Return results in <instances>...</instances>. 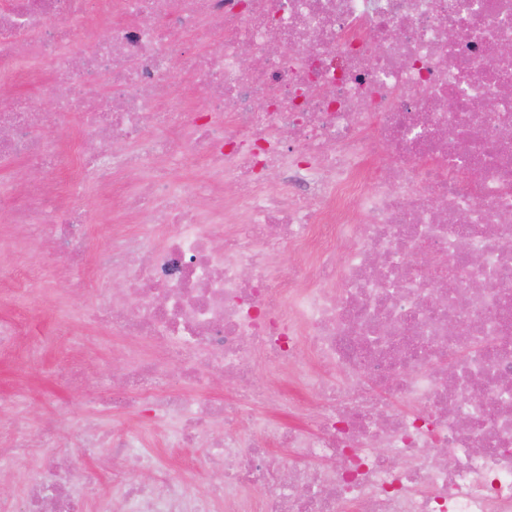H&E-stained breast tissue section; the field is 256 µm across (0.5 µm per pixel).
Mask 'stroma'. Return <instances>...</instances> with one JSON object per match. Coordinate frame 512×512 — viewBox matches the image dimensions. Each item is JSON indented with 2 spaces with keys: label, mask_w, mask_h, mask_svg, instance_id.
<instances>
[{
  "label": "stroma",
  "mask_w": 512,
  "mask_h": 512,
  "mask_svg": "<svg viewBox=\"0 0 512 512\" xmlns=\"http://www.w3.org/2000/svg\"><path fill=\"white\" fill-rule=\"evenodd\" d=\"M86 220L94 244H107L114 224L112 202L104 193L86 192ZM46 264L51 281L46 284V298L41 307L30 308L22 295L25 281L9 280L0 285V318L13 319L22 326L24 335L55 334L56 345L42 358L27 364L22 345L0 352V421L22 422L31 439H39L47 427V419L56 405L69 410L68 430L81 433L87 420H94L100 431H137L146 448L162 456L172 476L199 464L203 455L199 448H174L167 439V424L157 420L151 428L141 429L138 415L131 410H119L103 405L102 400L114 387L120 386L125 372L136 359L155 357L158 348L147 345L129 348L121 336L105 335L92 319L97 297L77 302L84 313L83 320L60 329L61 307L69 297L70 276L63 262L44 250L32 247L15 251L0 246V265ZM70 357L90 358L92 375L86 388L75 389L69 384L66 360ZM38 456L13 459L10 466L0 470V499L11 504L23 503L26 494V476L37 469Z\"/></svg>",
  "instance_id": "35a3bbf8"
}]
</instances>
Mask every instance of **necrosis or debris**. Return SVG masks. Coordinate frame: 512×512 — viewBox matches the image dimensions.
Masks as SVG:
<instances>
[{"mask_svg": "<svg viewBox=\"0 0 512 512\" xmlns=\"http://www.w3.org/2000/svg\"><path fill=\"white\" fill-rule=\"evenodd\" d=\"M188 27L221 56L191 55ZM505 44L512 0H0V84L58 98L50 112L0 99V166L21 159L45 181L0 188V223L61 257L76 296L124 278L103 329L165 354L129 368L113 407H149L224 473L205 497L145 457L152 480L113 473L119 496L98 512H241L244 490L252 512H512ZM102 78L112 96L94 95ZM71 125L75 140L54 137ZM198 160L210 178L165 179ZM145 169L156 179L114 194ZM90 188L126 218L96 252ZM287 248L304 259L283 276ZM258 357L291 389L257 393ZM216 375L236 399L207 400ZM174 378L192 393L163 390ZM86 441L52 423L39 444L19 431L0 448L1 465L40 449L19 512H83L64 463Z\"/></svg>", "mask_w": 512, "mask_h": 512, "instance_id": "4bbe7bcc", "label": "necrosis or debris"}]
</instances>
